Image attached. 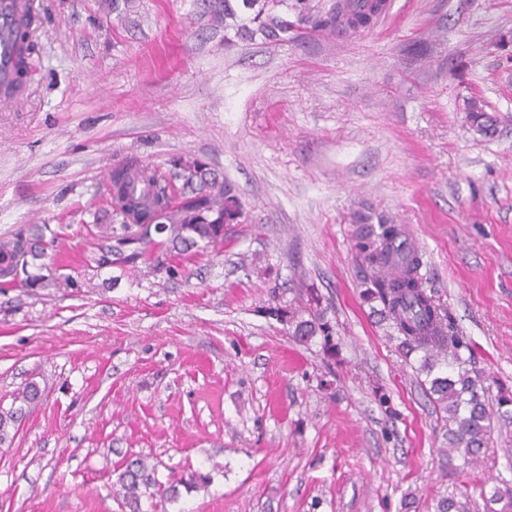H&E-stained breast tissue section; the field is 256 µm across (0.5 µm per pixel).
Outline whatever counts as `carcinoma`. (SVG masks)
<instances>
[{
	"label": "carcinoma",
	"mask_w": 512,
	"mask_h": 512,
	"mask_svg": "<svg viewBox=\"0 0 512 512\" xmlns=\"http://www.w3.org/2000/svg\"><path fill=\"white\" fill-rule=\"evenodd\" d=\"M216 14L226 19L245 16L241 25L246 37L260 36L268 43L286 45L314 34H349L365 25L377 4L372 0H333L323 11L312 0H215ZM34 16L26 11L13 28L14 79L0 92L18 98L26 90L28 55ZM469 120L476 132L495 131V119L476 102L468 105ZM169 170L130 158L112 169L106 202L113 223L102 231L104 243L93 261L99 267L131 270L144 263L157 272H172V260L195 248L221 251L224 227L243 218L244 207L235 186L211 176L206 165L191 156H176L168 161ZM359 254L370 271L372 287L364 292L368 301L382 306L398 348L404 356L419 354L420 371L429 377V396L444 413L448 461L459 457L472 460L487 443L492 429L485 401V388L464 367L461 350L468 348L459 329L434 289L421 274L423 255L415 247H398L404 231L384 216L360 218ZM133 224H162L161 234L129 231ZM43 230L31 226L0 241V274L12 279L0 281V288L20 284L34 287L45 282L42 267L34 261L44 255ZM33 263H28V260ZM306 303L289 308L271 294L265 313L287 326L288 333L303 341L322 334L330 342L332 328L324 321L321 297L313 288L305 289ZM210 475L190 471L177 483L163 486L155 478V466L144 458L125 460L112 483L113 497L128 512H144L142 499L151 510L175 499L178 486L187 490L205 486Z\"/></svg>",
	"instance_id": "obj_1"
}]
</instances>
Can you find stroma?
I'll use <instances>...</instances> for the list:
<instances>
[{
	"label": "stroma",
	"mask_w": 512,
	"mask_h": 512,
	"mask_svg": "<svg viewBox=\"0 0 512 512\" xmlns=\"http://www.w3.org/2000/svg\"><path fill=\"white\" fill-rule=\"evenodd\" d=\"M33 4L25 94L0 103V241L46 225L55 284L0 290V413H25L0 444V512H122L114 467L139 455L163 484L211 477L163 512H428L462 489L497 512L481 489L512 486V424L447 463L355 234L382 214L414 236L469 370L512 396V0H386L368 30L285 46L202 0ZM185 154L244 205L223 252L172 276L96 267L113 165ZM302 288L334 351L264 315ZM471 126L482 135L493 134L495 131V119L483 110L477 102H470L467 108Z\"/></svg>",
	"instance_id": "stroma-1"
}]
</instances>
